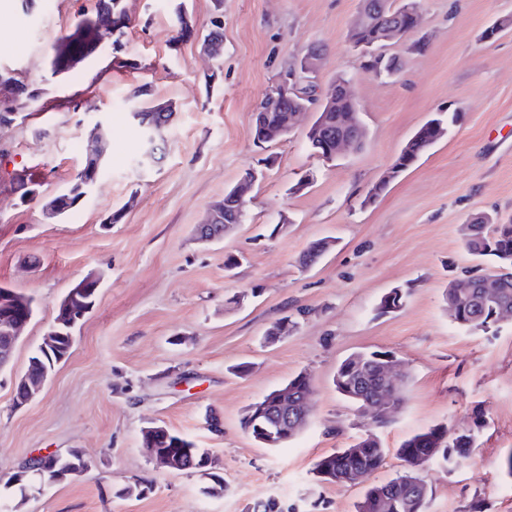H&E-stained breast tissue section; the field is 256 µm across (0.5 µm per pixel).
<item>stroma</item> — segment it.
I'll return each instance as SVG.
<instances>
[{"label":"stroma","mask_w":512,"mask_h":512,"mask_svg":"<svg viewBox=\"0 0 512 512\" xmlns=\"http://www.w3.org/2000/svg\"><path fill=\"white\" fill-rule=\"evenodd\" d=\"M96 0H0V68L24 72L35 113L0 129V175L30 169L38 199L0 203V285L29 298L34 313L0 370V512H248L275 500L281 512H355L365 486L318 481L322 456L353 445L367 425L337 392L338 364L357 351H385L408 376L403 404L378 437L391 453L370 476L402 471L394 450L444 423L475 429L471 457L420 468L433 495L427 512H512V320L487 331L451 321L450 280L486 272L461 228L488 213L512 223V0H422V23L388 45L401 72L360 70L347 32L360 0H224L223 70L208 81L195 40L178 36L185 9L207 33L212 0H125L121 50L84 49L67 67L55 42L93 16ZM424 43L414 52V43ZM325 49L316 77L352 80L368 129L365 146L327 162L315 155L305 115L279 142L258 148L253 114L279 74L309 46ZM171 101L176 114L162 161L138 169L142 150L132 109ZM457 116L449 134L377 198L379 181L428 120ZM105 119L106 165L86 197L57 220L44 199L62 193L85 162L87 131ZM257 171L244 221L222 242L196 241L195 227L246 169ZM330 251L314 266L300 255L319 239ZM237 257L226 267L227 256ZM101 285L76 327L69 357L17 404L13 383L41 344L66 292L88 273ZM404 307L378 314L390 289ZM297 328L270 340L283 317ZM248 363L246 374L230 368ZM316 396L307 427L267 448L241 426L246 408L298 373ZM221 419L212 432L211 418ZM166 426L215 457L224 491L197 473L151 460L143 430ZM79 451L89 462L59 483L11 477L29 457ZM145 479L140 497L121 489Z\"/></svg>","instance_id":"35a3bbf8"}]
</instances>
